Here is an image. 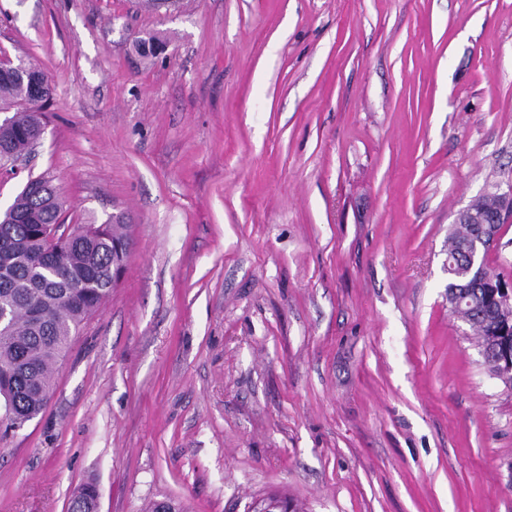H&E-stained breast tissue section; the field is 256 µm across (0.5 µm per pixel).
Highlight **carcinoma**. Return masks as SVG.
Here are the masks:
<instances>
[{"mask_svg": "<svg viewBox=\"0 0 512 512\" xmlns=\"http://www.w3.org/2000/svg\"><path fill=\"white\" fill-rule=\"evenodd\" d=\"M32 65L0 68V109L11 110V126L0 130V154L24 156L38 143L45 126L44 106L32 105L28 76ZM124 221L109 217L90 225V232L72 238L60 194L38 177L15 197L0 220V309L10 313L0 332V421L11 430L22 428L44 407L57 366L71 338L112 293V270L128 242ZM486 288L475 281L460 290L479 336L498 337L501 324H484L490 311ZM96 485L87 483L73 496L70 512H94Z\"/></svg>", "mask_w": 512, "mask_h": 512, "instance_id": "carcinoma-1", "label": "carcinoma"}]
</instances>
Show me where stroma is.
I'll use <instances>...</instances> for the list:
<instances>
[{
    "label": "stroma",
    "mask_w": 512,
    "mask_h": 512,
    "mask_svg": "<svg viewBox=\"0 0 512 512\" xmlns=\"http://www.w3.org/2000/svg\"><path fill=\"white\" fill-rule=\"evenodd\" d=\"M0 58L53 87L0 210L43 176L130 243L0 512H512V387L448 309L512 183V0H0Z\"/></svg>",
    "instance_id": "35a3bbf8"
}]
</instances>
